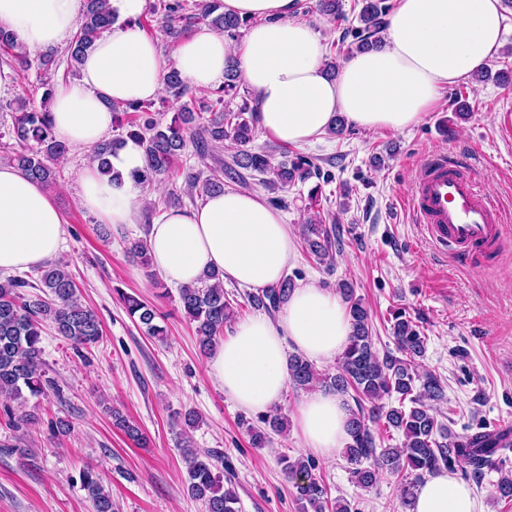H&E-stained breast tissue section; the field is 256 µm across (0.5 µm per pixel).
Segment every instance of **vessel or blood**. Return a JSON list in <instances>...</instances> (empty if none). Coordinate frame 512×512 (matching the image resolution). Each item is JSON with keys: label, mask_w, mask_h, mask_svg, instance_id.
I'll use <instances>...</instances> for the list:
<instances>
[{"label": "vessel or blood", "mask_w": 512, "mask_h": 512, "mask_svg": "<svg viewBox=\"0 0 512 512\" xmlns=\"http://www.w3.org/2000/svg\"><path fill=\"white\" fill-rule=\"evenodd\" d=\"M408 205L431 240L458 255L491 250L504 233V209L482 198L470 174L441 160L424 164Z\"/></svg>", "instance_id": "1"}]
</instances>
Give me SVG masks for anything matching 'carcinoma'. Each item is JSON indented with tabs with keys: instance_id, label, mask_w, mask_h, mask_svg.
Wrapping results in <instances>:
<instances>
[{
	"instance_id": "obj_1",
	"label": "carcinoma",
	"mask_w": 512,
	"mask_h": 512,
	"mask_svg": "<svg viewBox=\"0 0 512 512\" xmlns=\"http://www.w3.org/2000/svg\"><path fill=\"white\" fill-rule=\"evenodd\" d=\"M316 10L332 18L344 17L342 0H316ZM153 14L161 17V32L171 43H176L196 25L206 23L228 39L235 41L240 29L249 21L224 13L222 0H158L150 6ZM390 5L386 0H362L358 21L352 30L355 50H366L381 41L387 25ZM118 19L117 9L110 0H85V9L79 27L67 47L71 65L79 67L101 35L110 30ZM0 53L10 57L12 67L27 71L32 65L44 72L40 106L26 101L17 104L13 112L9 141L0 148L12 150L10 162L25 176L48 189L57 182L54 162L67 156L71 148L55 138L52 132L51 102L57 51L42 53L32 61L14 34L0 25ZM241 80L235 63L224 71V83L210 92L205 102H189L164 121L165 112L154 108L152 102L109 103L117 127L125 135L106 139L92 153L103 174L112 173L108 156L124 138L139 140L144 151L147 184L167 178L188 148L202 160L213 148L232 138L240 149L232 156V163L212 168L209 174L201 171L186 174V193L202 195L224 191V177L236 179L239 170H249L265 176L262 183L273 189L285 190L296 182L311 178L329 182L318 165L306 156L297 154L278 163L263 150L249 147L258 126V106L249 91H240ZM167 99L178 102L189 96L190 86L181 74L169 66L164 76ZM241 97L234 109H224V97ZM301 237L306 251L319 260L332 257L336 247L333 229L320 220L302 225ZM295 288L292 277L286 275L276 285L258 289L247 295L253 308L274 314L288 301ZM340 293L348 303L352 333L340 355L333 373H320L315 365L301 354L289 358V374L293 387L309 389L314 386L347 394L354 391L356 401L370 403L350 410V441L343 448V457L349 464L352 481L361 489L370 491L386 475L402 477V506L410 509L414 491L425 476L443 468L459 465L480 472L492 463L501 436L479 432L459 436L439 424L430 405L443 398L440 381L431 375L420 378L414 360L425 351L424 336L406 313L392 314L391 330L401 358H380L374 345L369 313L361 300L353 297L352 289L343 287ZM127 314L135 319L144 333L161 339L165 329L159 325L160 315L150 302L136 295H122ZM179 303L185 316L195 323L198 347L207 352L215 349L218 338L234 318L235 310L229 301L220 275L206 273L199 283L179 288ZM50 326L56 333L78 349L93 345L102 337L98 314L81 299V292L66 265L48 263L37 268V282L20 276L0 279V398L24 400L26 395L39 396L52 387L41 361V342L44 328ZM421 384H416V381ZM395 398L396 406H380L383 398ZM114 425L138 445L146 443L140 428L117 408L111 409ZM383 421L387 429L401 433L398 446L376 447L368 422ZM242 425L254 448H263L269 434L284 431L286 418L279 414H262L257 422L246 418ZM186 464V485L191 497L202 503L205 512H239L235 490L224 486V475L215 471L211 455L199 453L190 442L182 447ZM283 471L296 489L302 507L312 512H351L343 499L329 500L325 484L313 473L315 465L303 456L282 458ZM83 490L91 500L94 512H114L112 495L92 468L83 471Z\"/></svg>"
}]
</instances>
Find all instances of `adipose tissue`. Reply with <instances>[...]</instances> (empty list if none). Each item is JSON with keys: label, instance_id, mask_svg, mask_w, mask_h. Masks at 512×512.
<instances>
[{"label": "adipose tissue", "instance_id": "adipose-tissue-1", "mask_svg": "<svg viewBox=\"0 0 512 512\" xmlns=\"http://www.w3.org/2000/svg\"><path fill=\"white\" fill-rule=\"evenodd\" d=\"M223 2L225 13L251 21L240 43L202 24L167 62L156 40L136 25L100 37L79 78L54 89V136L91 151L112 129L107 101L157 98L171 66L194 88L209 90L223 80L231 59L256 96L260 128L279 142L310 144L339 117L366 131L399 132L421 121L444 90L490 65L506 27L501 0H398L382 46L349 57L331 79L322 36L293 17L296 0ZM82 12L83 0H0V25L19 43L45 51L67 44ZM111 163L110 176L94 162L81 170L79 204L102 223H133L150 200L139 181L143 149L126 141ZM66 233L50 193L0 165V274L44 265L61 251ZM147 243L155 270L177 286L197 283L214 269L224 281L268 288L284 277L297 252L296 235L280 211L258 194L230 189L207 195L200 207L160 213ZM351 330L338 292L301 285L277 317L237 322L207 367L238 408L263 414L288 390L289 349L329 365ZM349 418L344 398L320 389L298 406L294 432L303 448L332 460L349 440ZM409 512L483 510L469 485L440 471L417 486Z\"/></svg>", "mask_w": 512, "mask_h": 512}]
</instances>
